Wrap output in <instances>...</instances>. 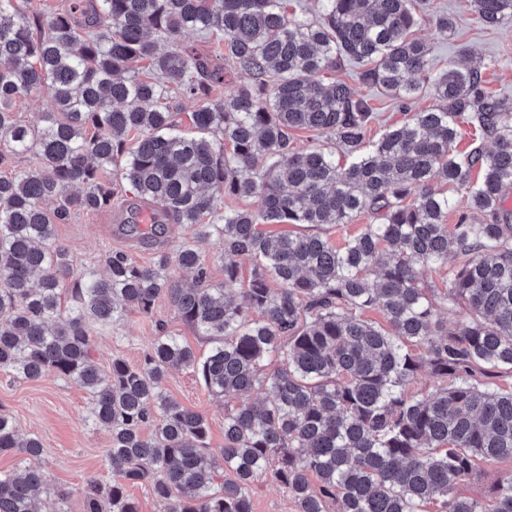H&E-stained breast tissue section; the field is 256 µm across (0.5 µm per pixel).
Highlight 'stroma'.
Wrapping results in <instances>:
<instances>
[{
	"label": "stroma",
	"instance_id": "obj_1",
	"mask_svg": "<svg viewBox=\"0 0 512 512\" xmlns=\"http://www.w3.org/2000/svg\"><path fill=\"white\" fill-rule=\"evenodd\" d=\"M433 8L448 14L454 27L439 33L429 23L416 28L414 35L430 48L433 73L449 65L474 66L480 69L486 88L512 101V20L499 27L486 28L477 17L471 0H433ZM357 64L349 62L330 72L333 80L354 84L360 95L369 99L377 121L368 134L377 140L387 127L402 123L410 113L435 107L431 89L401 103L400 100L359 85ZM113 190L110 206L95 211L72 212L66 223L57 225L56 241L74 259V276L103 269L108 255L122 253L145 265L153 261L155 249L139 245L118 234L117 226L127 215L129 187L118 174H110ZM179 336L198 358H205L209 341L183 321L166 298H159L151 315L130 312L124 320L93 332L92 360L108 370L113 360L136 365L144 352L162 332ZM166 392L182 404L201 413L209 423L208 443L212 449L224 446V406L207 390L195 370L170 369L164 383ZM0 412L12 417L20 435L38 436L44 446V464L53 487L45 498L42 512H84V490L89 481L108 485L118 481V473L105 462L110 446L109 433L95 427L90 419L89 394L75 384L55 375L26 381L0 373Z\"/></svg>",
	"mask_w": 512,
	"mask_h": 512
}]
</instances>
